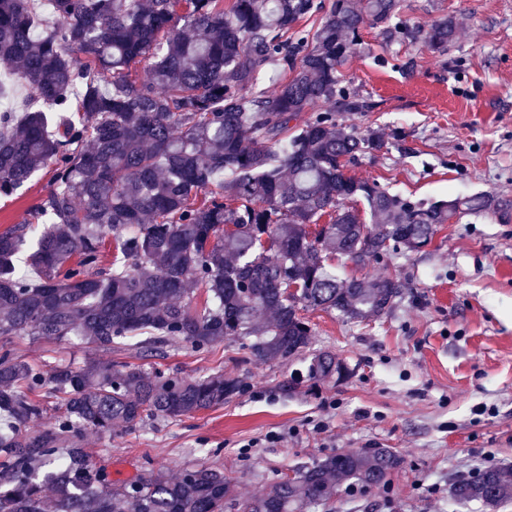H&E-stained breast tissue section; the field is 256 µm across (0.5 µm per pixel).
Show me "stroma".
<instances>
[{"label":"stroma","mask_w":512,"mask_h":512,"mask_svg":"<svg viewBox=\"0 0 512 512\" xmlns=\"http://www.w3.org/2000/svg\"><path fill=\"white\" fill-rule=\"evenodd\" d=\"M409 27L443 17L458 23L455 43L437 53L406 39L360 31L362 48L342 69L343 83L368 112L345 113L346 127L374 128L382 146L348 172L413 200L486 192L512 199V0H403ZM51 167L20 194L0 198V232L47 224L38 206ZM343 276H391L403 285L392 311L364 323L314 311L315 347L348 370L340 381L305 380L302 360L247 358L244 341L201 352L186 343L144 359L129 346L97 349L78 339H10L37 363L87 359L202 376L221 371L243 389L224 406L84 443L113 482L150 469L177 476L204 461L231 478L238 496L259 495L294 469L336 452L390 448L403 459L387 482L344 483L334 512H484L449 498L473 470L512 465V223L486 215L439 227L428 246L398 250ZM296 381L293 392L282 385Z\"/></svg>","instance_id":"stroma-1"}]
</instances>
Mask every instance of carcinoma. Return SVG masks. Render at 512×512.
I'll list each match as a JSON object with an SVG mask.
<instances>
[{
	"mask_svg": "<svg viewBox=\"0 0 512 512\" xmlns=\"http://www.w3.org/2000/svg\"><path fill=\"white\" fill-rule=\"evenodd\" d=\"M367 24L438 52L456 35L451 18L410 31L403 0H0V69L63 113L53 126L42 109L0 113V196L53 167L39 205L50 223L29 254L38 279L16 265L24 230L0 232V339L110 350L144 334L152 357L173 341L208 350L247 339L259 361L307 360L314 381L342 374L335 353L313 347L305 313L363 322L402 289L389 276L341 279L333 260L417 250L472 214L512 221V200L493 194L412 201L347 173L381 147L336 122L371 109L340 80ZM269 63L281 67L271 95L259 88ZM197 292L203 300L185 301ZM241 388L220 372L39 366L1 345L0 512H314L342 483L377 485L403 464L389 448L334 453L239 499L206 464L117 485L84 448L86 430L177 419ZM58 397L55 423L30 429ZM452 497L493 512L512 502V468L480 470Z\"/></svg>",
	"mask_w": 512,
	"mask_h": 512,
	"instance_id": "carcinoma-1",
	"label": "carcinoma"
}]
</instances>
